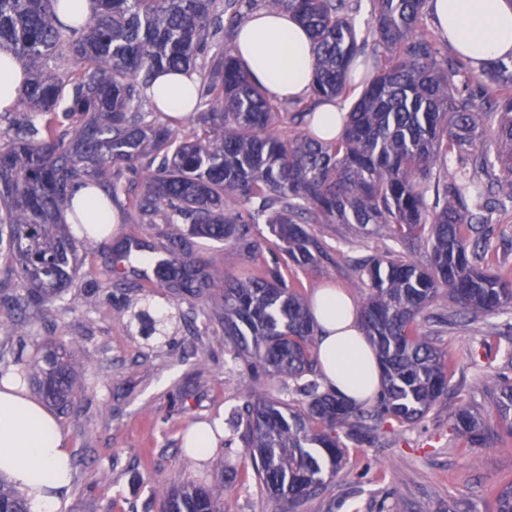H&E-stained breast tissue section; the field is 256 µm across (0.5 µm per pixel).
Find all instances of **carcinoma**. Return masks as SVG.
I'll return each instance as SVG.
<instances>
[{
  "label": "carcinoma",
  "instance_id": "carcinoma-1",
  "mask_svg": "<svg viewBox=\"0 0 512 512\" xmlns=\"http://www.w3.org/2000/svg\"><path fill=\"white\" fill-rule=\"evenodd\" d=\"M86 22L57 20L58 0H0V52L27 70L12 128L0 144V253L26 295L0 304L52 309L80 268L65 215L72 191L114 199L124 183L132 224H162L157 255L130 239L112 257V287L148 262L154 284L201 296L219 274L197 256L207 243L235 246L247 274L211 297L224 345L253 381L291 380L294 403L270 396L234 410V431L256 485L280 512H299L335 476L348 445H374L423 422L448 397L460 363L436 344L459 324L504 319L512 331V278L492 271L512 243L495 244L493 215L512 213V58L475 73L425 28L427 0H94ZM288 12L315 47L310 94L285 103L254 83L223 41L247 12ZM197 68V113L157 119L146 90L165 71ZM352 100L343 132L309 131L324 100ZM295 128L291 138L280 133ZM265 224L273 239L252 235ZM311 224H341L360 236L387 230L385 251L349 259L370 294L360 325L373 345L383 388L365 408L317 373V326L285 269L323 256ZM425 244L407 259L399 245ZM43 398L72 403L63 346L37 372ZM512 433V379L494 382L491 415L462 398L451 429L468 448L490 446L494 427ZM512 512V485L495 494ZM0 509L29 512L0 477ZM164 512H224L212 486L165 492Z\"/></svg>",
  "mask_w": 512,
  "mask_h": 512
}]
</instances>
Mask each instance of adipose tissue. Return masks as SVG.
<instances>
[{
  "label": "adipose tissue",
  "instance_id": "ef3b65f1",
  "mask_svg": "<svg viewBox=\"0 0 512 512\" xmlns=\"http://www.w3.org/2000/svg\"><path fill=\"white\" fill-rule=\"evenodd\" d=\"M438 35L474 68L512 57V0H428ZM235 53L250 78L273 99L310 92L313 42L285 12H250L235 30ZM198 77L183 71L160 74L147 91L158 111L185 118L197 104ZM318 329L319 368L327 385L349 402L376 396L382 372L364 335L352 299L341 289H316L309 300ZM68 437L56 416L31 397L25 383L0 384V476L28 501L32 512H56L68 491Z\"/></svg>",
  "mask_w": 512,
  "mask_h": 512
}]
</instances>
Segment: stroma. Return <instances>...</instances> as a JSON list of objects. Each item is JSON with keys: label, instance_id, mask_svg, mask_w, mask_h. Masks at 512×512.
<instances>
[{"label": "stroma", "instance_id": "35a3bbf8", "mask_svg": "<svg viewBox=\"0 0 512 512\" xmlns=\"http://www.w3.org/2000/svg\"><path fill=\"white\" fill-rule=\"evenodd\" d=\"M312 231L327 255L317 268L299 272L302 296L333 285L362 304L368 288L345 257L381 252L386 235L350 241L337 224ZM131 236L148 248L161 241L156 227L122 225L104 245L86 249L83 271L52 310L0 309L1 373H22L30 384L46 348L62 345L71 356L72 406L58 419L75 478L59 512H162L168 488L211 480L228 463L239 474L224 490L226 512H275L252 483L251 458L238 440L204 462L189 458L182 440L194 424L228 421L249 396L281 395L283 379L260 385L227 362L224 330L210 318L208 296L177 298L137 273L130 276L135 289L109 288L113 251ZM147 301L173 315L159 348L144 344L132 320V310ZM479 338L474 327L458 326L439 345L459 358L455 379L485 413L492 403L488 372L512 377V361L486 355ZM455 404L448 397L420 426L346 448L342 471L301 512H495V489L512 483V433L496 430L488 448L464 447L450 429Z\"/></svg>", "mask_w": 512, "mask_h": 512}]
</instances>
